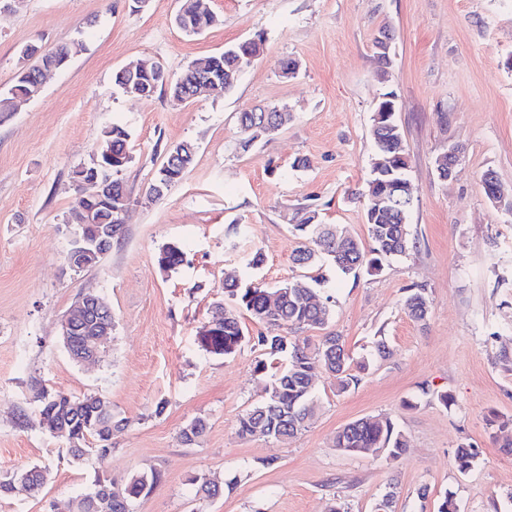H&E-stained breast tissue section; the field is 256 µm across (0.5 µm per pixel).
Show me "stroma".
<instances>
[{
	"label": "stroma",
	"mask_w": 512,
	"mask_h": 512,
	"mask_svg": "<svg viewBox=\"0 0 512 512\" xmlns=\"http://www.w3.org/2000/svg\"><path fill=\"white\" fill-rule=\"evenodd\" d=\"M217 23L197 36L174 24L179 0H24L0 11V94L24 68L27 46H66L65 67L46 73L39 96L0 115V476L46 469L39 497L0 499V512H70L97 475L119 481L159 473L134 512H374L395 489V512H437L454 492L460 512H492L512 491V455L488 424L512 418V214L486 198L481 177L496 172L512 190V0H204ZM393 39L386 77L377 74L374 41ZM263 36L262 50L226 93L173 102L162 88L128 96L114 75L150 60L177 79L192 62ZM295 60L294 77L281 74ZM393 93L410 158L406 177L416 246L380 272L337 274L299 266L297 210L313 205L324 224L370 246L362 193L371 177L373 112ZM275 105L290 114L273 135L242 149L240 113ZM130 135L133 156L120 178L130 196L124 233L95 267L77 273L65 256L73 229V173L90 163L104 128ZM196 146L183 179L164 197L147 193L167 148ZM462 149L454 175L436 160ZM309 159L296 170L295 159ZM246 238L230 242L229 225ZM175 244L185 253L170 271L157 263ZM263 262L250 267L254 252ZM324 276V325L299 330L318 344L342 336L353 360L377 337L390 347L359 382L337 391L318 371L317 408L307 428L284 440L243 436L241 415L263 397L265 353L243 345L234 355L207 353L198 339L224 283L267 288ZM419 285L426 321L403 307ZM111 308V341L93 363L74 361L60 330L79 295ZM109 401L128 418L113 431L112 453L76 462L67 440L36 421L38 388ZM451 393L444 406L437 395ZM205 435L185 444L192 419ZM363 417L391 418L407 440L398 459L369 451L344 454L333 438ZM479 450L459 472L458 444ZM221 488L199 499L194 477Z\"/></svg>",
	"instance_id": "1"
}]
</instances>
